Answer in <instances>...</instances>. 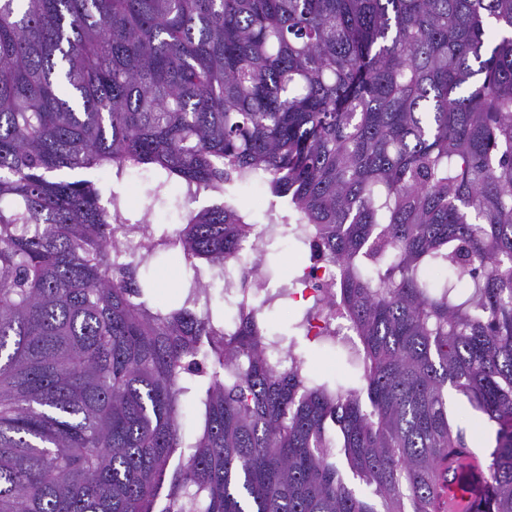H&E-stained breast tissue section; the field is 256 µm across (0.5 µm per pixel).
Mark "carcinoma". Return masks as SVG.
Listing matches in <instances>:
<instances>
[{
	"instance_id": "carcinoma-1",
	"label": "carcinoma",
	"mask_w": 512,
	"mask_h": 512,
	"mask_svg": "<svg viewBox=\"0 0 512 512\" xmlns=\"http://www.w3.org/2000/svg\"><path fill=\"white\" fill-rule=\"evenodd\" d=\"M130 169L183 213L120 261ZM257 179L338 267L344 381L294 343L321 308L212 307L275 240ZM167 248L177 307L139 278ZM450 387L512 512V0H0V512H436ZM239 201L242 207L250 214L253 224L258 230L267 224V208L271 196L261 183L243 187L239 190ZM305 308L301 304L285 306L281 303H274L268 312L267 325L271 331L287 332L288 325Z\"/></svg>"
}]
</instances>
